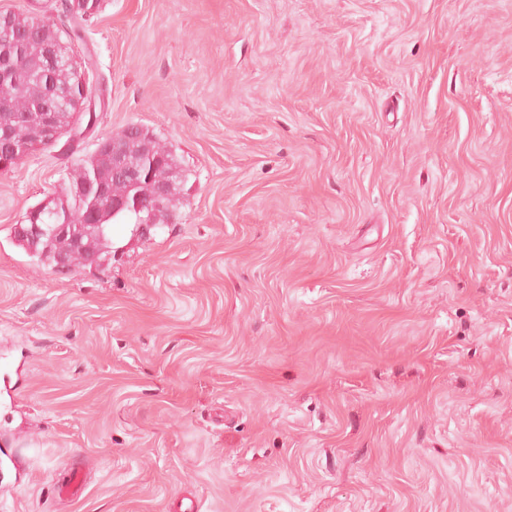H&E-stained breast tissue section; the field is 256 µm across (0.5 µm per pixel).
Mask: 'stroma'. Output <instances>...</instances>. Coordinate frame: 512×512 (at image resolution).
<instances>
[{
    "instance_id": "obj_1",
    "label": "stroma",
    "mask_w": 512,
    "mask_h": 512,
    "mask_svg": "<svg viewBox=\"0 0 512 512\" xmlns=\"http://www.w3.org/2000/svg\"><path fill=\"white\" fill-rule=\"evenodd\" d=\"M64 28L97 121L0 170V512H512V0ZM132 123L176 221L43 267L14 224Z\"/></svg>"
}]
</instances>
